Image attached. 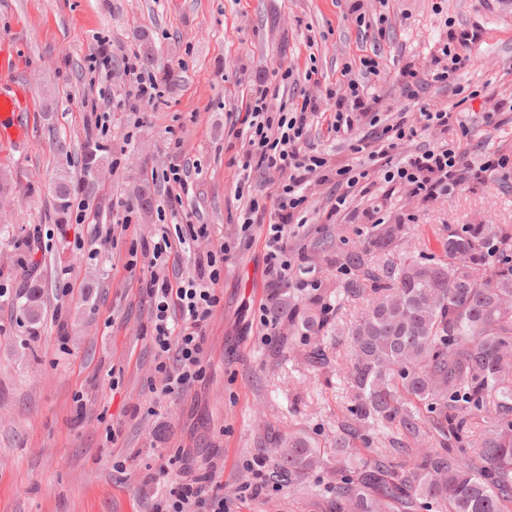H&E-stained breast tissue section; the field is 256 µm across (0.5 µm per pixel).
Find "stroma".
Listing matches in <instances>:
<instances>
[{
  "label": "stroma",
  "mask_w": 512,
  "mask_h": 512,
  "mask_svg": "<svg viewBox=\"0 0 512 512\" xmlns=\"http://www.w3.org/2000/svg\"><path fill=\"white\" fill-rule=\"evenodd\" d=\"M363 10L387 16L383 38L358 26L344 0H0V45L9 46L12 79L34 103L25 146L0 147V284L8 288L0 297V512H149L161 467L179 449L192 471L221 475L227 512H330L336 432L354 398L335 369L308 361L303 340L288 348L263 336L265 227L254 226L252 246L225 263L223 298L206 328L207 376L179 395L161 392L143 285L151 274L194 266L181 252L156 267L143 257L133 268L127 262L160 224L173 239L184 225H207L204 249L237 237L241 147L231 129L244 120L252 81L293 69L299 82L277 99L289 108L375 51L381 74L370 85L400 107L395 72L461 23L484 34L467 48L472 62L461 84L512 96V0H364ZM101 38L112 44L106 81L88 62ZM130 52L139 72L165 83L155 107L123 94L121 56ZM310 68L316 77L304 80ZM94 138L108 151L91 153ZM464 147L471 162L494 152L509 164L425 204L403 188L380 200L381 217H415L400 253L443 257L452 227L512 228V123L474 125ZM175 161L193 166L178 204L160 194ZM62 177L71 186L64 210L54 191ZM117 199L135 207L128 226L112 223ZM82 210L95 223H77ZM99 223L112 224L109 243H100ZM376 231L343 217L296 229L289 242L307 261L282 302L304 304L302 284L312 279L325 290L345 282L337 249L369 245ZM32 234L43 248L31 255L23 241ZM34 284L44 292L36 326L22 311ZM291 428L317 440L327 462L293 483L277 477L271 452L275 436ZM259 461L269 485L240 496Z\"/></svg>",
  "instance_id": "stroma-1"
}]
</instances>
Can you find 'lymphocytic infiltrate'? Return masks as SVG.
<instances>
[{"label":"lymphocytic infiltrate","instance_id":"f902f5d3","mask_svg":"<svg viewBox=\"0 0 512 512\" xmlns=\"http://www.w3.org/2000/svg\"><path fill=\"white\" fill-rule=\"evenodd\" d=\"M469 33L449 32L448 40L430 54L428 62L407 61L395 75L405 107L395 119L381 124L378 114L384 109L380 96L370 93L365 78L379 75L377 58L365 55L359 63L362 80L336 81L326 86L323 97H304L301 104L290 110L271 111L269 101L277 97L279 86L261 81L252 84L242 106L246 117L242 128L234 135L246 139L247 147L239 158L241 187H248L254 174L277 173L267 198L251 197L239 212L242 231L253 225L266 224L263 239L264 277L272 292L291 288L294 258L288 249V234L292 226L309 222L307 188L311 183H334L336 196L326 214L327 221L350 212L352 201L364 193L365 181L377 176L380 183L406 188L410 197L426 202L454 193L461 185L485 182L492 172L504 167V158L485 155L480 164L467 158L463 147L470 133L469 124L456 104L435 105L424 101L429 83H439L458 96L463 92L456 82L457 73L469 66V55L452 52V43H472ZM330 103L334 112L331 128L352 133V153L361 156L358 164L335 163L315 149L307 148L313 121L321 102ZM417 109L419 124L407 119L409 109ZM374 129L373 135L355 136L362 124ZM436 129L442 135L439 142L416 145L399 155L402 143L415 142L423 132ZM454 138H447V131ZM203 225L191 224L178 243H171L166 228H158L156 238L142 244L143 255L153 263H166L174 245H182L193 255L194 274L152 276L145 284L151 299L155 326L156 370L161 376V391L167 395L181 393L203 379L206 374V325L221 297L217 285L220 266L227 263L234 245L223 242L218 249L198 250L194 244L206 236ZM216 474L210 473L189 480L179 479L169 484L163 494L154 498L151 512H224V499L212 493Z\"/></svg>","mask_w":512,"mask_h":512}]
</instances>
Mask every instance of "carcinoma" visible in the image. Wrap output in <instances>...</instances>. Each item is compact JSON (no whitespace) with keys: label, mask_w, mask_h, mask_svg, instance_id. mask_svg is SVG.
Masks as SVG:
<instances>
[{"label":"carcinoma","mask_w":512,"mask_h":512,"mask_svg":"<svg viewBox=\"0 0 512 512\" xmlns=\"http://www.w3.org/2000/svg\"><path fill=\"white\" fill-rule=\"evenodd\" d=\"M401 224L380 229L373 248L336 253L352 277L336 296L362 298L357 320L333 321L334 307L316 293L288 335L301 326L333 332L350 351L346 379L355 407L336 447L352 440L388 446L377 458H336L333 512H512V231L495 224L448 230L445 256H393ZM24 315L42 320L41 289L26 294ZM406 437L419 448L404 445ZM272 451L295 481L324 465L302 431L281 434Z\"/></svg>","instance_id":"carcinoma-1"}]
</instances>
